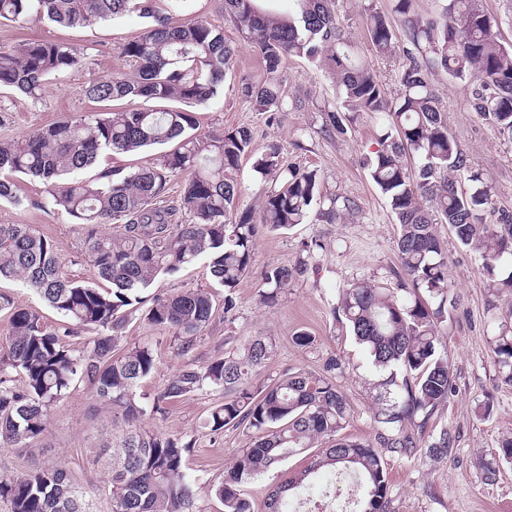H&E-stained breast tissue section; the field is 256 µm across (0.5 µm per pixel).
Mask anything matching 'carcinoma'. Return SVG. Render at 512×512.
Listing matches in <instances>:
<instances>
[{
    "mask_svg": "<svg viewBox=\"0 0 512 512\" xmlns=\"http://www.w3.org/2000/svg\"><path fill=\"white\" fill-rule=\"evenodd\" d=\"M156 0H0V21L48 20L83 26L131 13L143 27L121 47L134 71L98 79L85 94L100 102L137 101L158 109L94 112L57 121L19 140L0 141V201L20 202L17 186L4 173L39 179L47 203L65 211L83 235L82 260L95 271L92 282L62 271L53 241L28 224H0V280H19L66 319L52 329L35 309L18 308L0 293L8 332L0 339V444L22 448L40 438L49 411L72 384L88 380L112 409L120 430L112 451L97 458L111 477L112 512H201L185 455L193 436H168L142 426L146 410L136 388L156 366L148 343L126 346L127 309L137 311L143 293L162 275H173L201 258L224 287V312L235 307L234 290L248 271L258 229H288L310 216L325 224L360 211L354 197L320 192L317 174L287 167L272 144L253 168L271 182L259 210H239L234 173L250 155L251 131L199 130L193 107L214 100L233 66L235 48L224 31L198 18L183 17L185 0H168L163 15ZM269 0H224V12L257 49L268 76L263 84L244 82L241 94L258 112L286 108L278 79L288 58L320 62L336 81L342 110H326L324 128L344 135L354 112L389 117L377 149L364 166L399 225L397 258L409 286L398 297L370 284L342 289L337 317L363 345L381 371L375 434L361 442L339 438L350 406L333 379L335 358L325 374L285 372L260 379L274 352L268 336H252L241 349L204 367L190 360L198 337L215 312L203 289L156 295L145 310L148 324L177 341L186 359L154 400L153 408L190 394L224 395L206 421L213 433L244 427L254 433L212 487L224 512H251L240 487L285 459L304 453L302 469L289 474L267 495L266 512H298L295 502L314 479L328 473L354 476L362 485L357 512H388V472L383 454L410 455L417 448L446 458L456 436L448 428L422 443L436 410L454 392L448 357L441 354L438 324L448 307V260L435 225L446 224L463 246L480 251L482 272L500 291L512 292V214L486 224L492 187L472 171L468 156L449 137L438 106L432 74L472 83L468 104L504 137L512 139V47L503 46L495 21L476 0H444L443 19L421 22L411 16L413 0H395L406 22L401 89L389 99L369 68L350 51L336 24L331 0H296L292 14L272 11ZM376 52L395 53L386 17L363 7ZM78 57L62 42L23 40L0 50V87L33 95L50 76L74 68ZM178 101L179 107L165 103ZM168 146L150 167L107 170L90 181L65 175L83 170L105 152L133 153ZM412 158L415 165L405 162ZM469 173L470 188H457L455 175ZM182 182L181 203L164 204L169 183ZM302 273V264L277 265L264 274L267 305ZM94 336L79 347L67 343L73 328ZM493 353L504 381L512 383V325L502 324ZM23 378L14 384L13 374ZM330 445L308 452L319 441ZM0 502L7 512H92L66 471L43 467L0 475Z\"/></svg>",
    "mask_w": 512,
    "mask_h": 512,
    "instance_id": "1",
    "label": "carcinoma"
}]
</instances>
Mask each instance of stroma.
Returning <instances> with one entry per match:
<instances>
[{
  "label": "stroma",
  "mask_w": 512,
  "mask_h": 512,
  "mask_svg": "<svg viewBox=\"0 0 512 512\" xmlns=\"http://www.w3.org/2000/svg\"><path fill=\"white\" fill-rule=\"evenodd\" d=\"M373 4L386 14L394 33L395 47L406 43L404 23L392 11V0H334L336 21L343 27L357 57L377 75L388 97L400 89L402 60L399 55L377 53L369 40L362 7ZM194 16L224 30V38L237 49L234 66L224 85L209 104L197 107L201 129L232 130L248 127L252 151L261 154L270 143L281 147L284 164L317 171L321 188L355 197L360 212L340 224L310 221L288 230H261L247 274L236 292V306L216 313L200 336L193 353L195 364L204 366L224 353L240 348L247 337L262 334L275 342L267 375L282 372L319 374L331 357L342 359L344 371L336 377L346 396L352 417L345 436L361 440L374 434L371 416L376 408L374 387L379 375L363 348L335 322L332 309L341 288L355 282L395 290L399 281L396 239L398 226L385 198L371 182L363 160L377 148L375 135L382 123L379 114L357 115L347 135L323 131L324 110L340 105L335 83L324 67L291 58L282 72V91L290 106L276 114L253 109L240 92L242 81L259 83L266 74L249 40L224 14L223 0H192ZM141 18L129 16L84 27H65L50 22L0 21V48L9 49L23 39L64 42L78 53L73 69L45 80L35 95L10 88L0 89V140H17L59 119L103 111V104L87 98L84 89L97 79L126 72L120 55L122 44L138 33ZM436 94L450 137L468 155L474 170L492 183L495 191L487 223H496L502 210L512 211V141L499 136L468 105V82L445 74L433 78ZM302 100L292 108L293 100ZM21 202L0 203V224H28L52 239L64 273L78 281L93 279L94 270L81 259L83 237L78 225L61 210L42 207L44 186L26 177L15 179ZM448 253V293L456 301L439 325L441 351L447 354L456 393L436 411L432 430L448 427L456 436L453 452L445 459L429 458L424 451L408 456L386 454L389 472L390 512H512V465L495 463L492 456L503 435L512 432V384L502 381L493 353L499 323L512 319V294L495 290L483 275L481 260L473 249L460 247L447 225L437 227ZM303 263L301 275L282 290L275 304L261 301L263 273L274 265ZM205 289L216 303L224 290L215 285L206 260H198L177 274L159 278L153 294H173ZM314 336L308 347L294 343L297 332ZM128 344L146 342L157 355L154 372L143 380L137 395L151 406L155 397L182 365L169 334L152 329L141 314L130 315L125 329ZM218 393H195L151 411L143 418L146 427L169 434L190 435L196 444L186 456L189 474L196 480L197 503L202 512H224L223 503L210 492L221 482L232 458L251 444V431L225 428L214 434L205 426L210 410L222 402ZM489 415H482L484 404ZM112 412L85 381H76L68 396L50 410L48 429L23 449L0 446V473L19 474L37 466L65 469L85 492L92 512H111L112 495L107 473L96 463L98 448L112 439ZM497 464L496 482L485 479L488 464ZM303 465L292 456L242 487L252 512H266L270 488L286 473Z\"/></svg>",
  "instance_id": "1"
}]
</instances>
